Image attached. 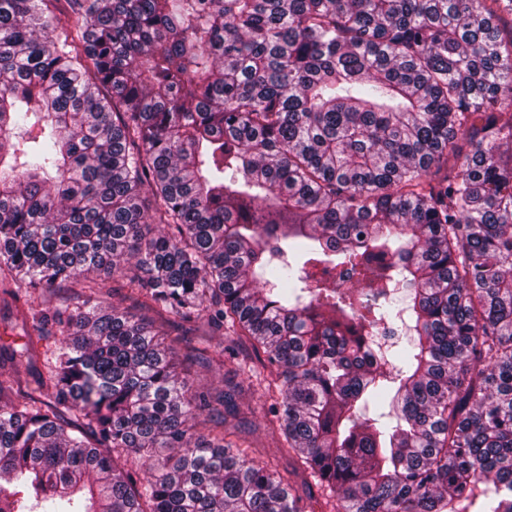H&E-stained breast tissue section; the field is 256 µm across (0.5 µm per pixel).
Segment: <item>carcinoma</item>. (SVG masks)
<instances>
[{
    "label": "carcinoma",
    "mask_w": 512,
    "mask_h": 512,
    "mask_svg": "<svg viewBox=\"0 0 512 512\" xmlns=\"http://www.w3.org/2000/svg\"><path fill=\"white\" fill-rule=\"evenodd\" d=\"M5 283L0 512H303L243 336L335 512H512V0H0ZM0 286V344L16 343L17 347L24 342V330L29 325L30 316L25 317L20 308L17 309L12 298L3 293ZM243 356L240 354L237 358H231L227 353H224V367L218 369L213 367L210 369L201 368L200 366H190L189 379L196 384L200 381L202 384L210 385L218 389L224 388V378L232 375V371L238 369L239 363L242 362ZM243 385L245 391L237 398V402L241 405V408L247 412V414H245L246 421L243 420L240 422L239 418L228 416V427L235 431V436L227 437L226 439H232L239 443L243 441L251 443L256 447L252 448L254 451L253 456L258 460L270 462L285 474L284 470H291L292 461L288 460V454L280 452L279 448H277V446H280L281 437L279 433L271 434L263 429L270 399L264 395L262 388L255 386V388L247 390L248 382L243 383ZM247 406L251 408L252 413H249L246 409ZM250 423L257 427L261 426L259 431L253 435L247 433Z\"/></svg>",
    "instance_id": "obj_1"
}]
</instances>
